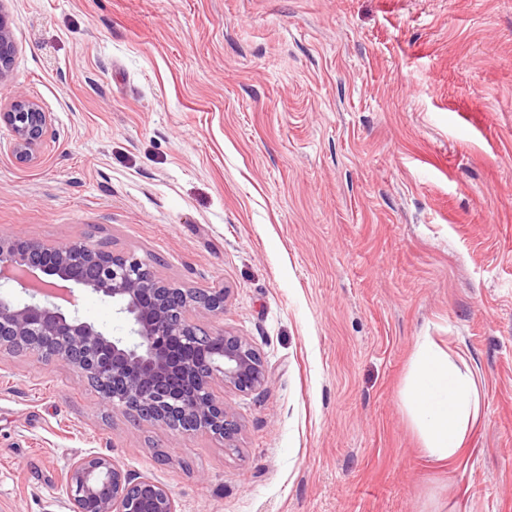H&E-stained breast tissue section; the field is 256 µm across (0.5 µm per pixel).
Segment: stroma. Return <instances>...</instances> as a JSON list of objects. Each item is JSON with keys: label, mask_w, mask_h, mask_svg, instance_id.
I'll return each instance as SVG.
<instances>
[{"label": "stroma", "mask_w": 512, "mask_h": 512, "mask_svg": "<svg viewBox=\"0 0 512 512\" xmlns=\"http://www.w3.org/2000/svg\"><path fill=\"white\" fill-rule=\"evenodd\" d=\"M50 119L0 121V237L131 253L221 288L206 330L269 381L215 385L232 445L104 404L64 364L0 352V512H69L91 452L178 512H512V0H0ZM82 319L128 325L74 293ZM476 372L480 418L427 463L402 393L418 336ZM2 118L11 127V149L15 156L23 161L34 159L41 148L43 131L49 121L48 113L42 112L25 94L16 92L9 110L0 113Z\"/></svg>", "instance_id": "35a3bbf8"}]
</instances>
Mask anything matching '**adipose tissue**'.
Returning a JSON list of instances; mask_svg holds the SVG:
<instances>
[{
	"label": "adipose tissue",
	"mask_w": 512,
	"mask_h": 512,
	"mask_svg": "<svg viewBox=\"0 0 512 512\" xmlns=\"http://www.w3.org/2000/svg\"><path fill=\"white\" fill-rule=\"evenodd\" d=\"M404 405L424 458L445 465L462 451L478 419L480 394L465 359H454L433 336L418 337L410 361Z\"/></svg>",
	"instance_id": "1"
}]
</instances>
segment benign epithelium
<instances>
[{
    "label": "benign epithelium",
    "instance_id": "obj_1",
    "mask_svg": "<svg viewBox=\"0 0 512 512\" xmlns=\"http://www.w3.org/2000/svg\"><path fill=\"white\" fill-rule=\"evenodd\" d=\"M13 51L12 34L0 19V81ZM0 119L11 127L15 156L34 159L48 113L17 92ZM0 281L16 283L23 293L0 292V350L18 347L95 378L106 404L133 407L141 419L163 429L201 431L231 442L238 420L213 384L249 391L267 383L261 355L251 343L203 332L189 320L192 312L223 313L224 291L171 288L131 254L90 242L48 246L0 237ZM76 288L112 301L128 323V335L111 336L83 320L73 300ZM211 343L215 348L198 364L189 350ZM61 489L70 512H86L89 502L97 512H178L165 485L147 474L133 477L112 457L97 453L70 463Z\"/></svg>",
    "mask_w": 512,
    "mask_h": 512
}]
</instances>
